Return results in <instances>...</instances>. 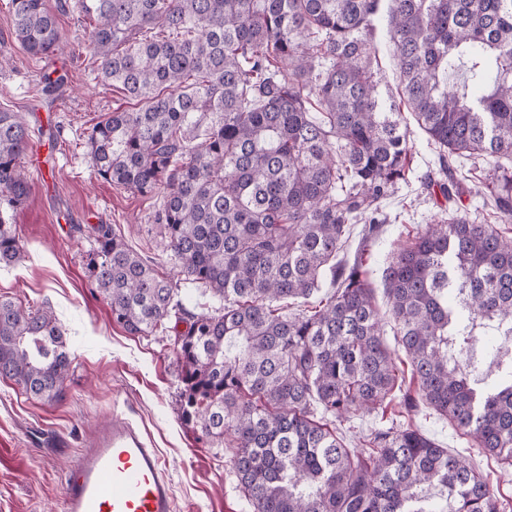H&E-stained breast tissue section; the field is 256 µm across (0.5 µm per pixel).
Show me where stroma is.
Returning <instances> with one entry per match:
<instances>
[{
	"label": "stroma",
	"instance_id": "35a3bbf8",
	"mask_svg": "<svg viewBox=\"0 0 512 512\" xmlns=\"http://www.w3.org/2000/svg\"><path fill=\"white\" fill-rule=\"evenodd\" d=\"M57 17L65 52L33 59L15 43L9 0H0V108L20 113L32 134V151L23 159L31 186L28 202L5 215L16 227L24 256L16 265L0 267V299L32 311L51 307L72 358L63 396L56 401L31 397L0 379V512H61L70 466L93 441L98 425L116 413L132 419L158 448L177 512H249L229 465V449L210 447L178 416L179 367L169 338L126 332L93 284L90 258L97 224L112 225L159 272L169 275L174 268L150 220L161 197L117 189L94 173L88 134L106 114L128 108L129 102L94 78L87 49L90 20L73 9ZM48 69L66 77L50 95L40 83ZM403 118L417 178L382 203L389 222L371 246L370 271L382 309L387 298L381 267L388 253L439 212L437 196L419 181L435 165L436 154L413 115ZM413 423L449 452L468 456L495 498L512 501V469L479 452L469 436L429 409Z\"/></svg>",
	"mask_w": 512,
	"mask_h": 512
}]
</instances>
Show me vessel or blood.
<instances>
[{
	"label": "vessel or blood",
	"mask_w": 512,
	"mask_h": 512,
	"mask_svg": "<svg viewBox=\"0 0 512 512\" xmlns=\"http://www.w3.org/2000/svg\"><path fill=\"white\" fill-rule=\"evenodd\" d=\"M62 512H175L164 463L140 428L117 416L100 427L70 467Z\"/></svg>",
	"instance_id": "obj_1"
}]
</instances>
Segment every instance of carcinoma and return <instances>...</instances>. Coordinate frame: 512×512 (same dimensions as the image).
I'll return each instance as SVG.
<instances>
[{
    "label": "carcinoma",
    "mask_w": 512,
    "mask_h": 512,
    "mask_svg": "<svg viewBox=\"0 0 512 512\" xmlns=\"http://www.w3.org/2000/svg\"><path fill=\"white\" fill-rule=\"evenodd\" d=\"M93 19L98 83L135 102L91 129L95 174L143 196L176 268L163 275L109 224L93 227L95 288L132 335L174 333L181 418L230 465L251 512H508L469 459L411 423L336 435L384 410L401 377L390 323L423 401L512 466V0H58ZM13 35L38 59L64 49L47 0H10ZM400 73L380 90L378 42ZM437 150L420 177L448 201L452 159L483 157L477 193L495 222L461 208L393 250L376 307L364 255L381 202L410 182L400 105ZM30 131L0 109V208L25 205ZM364 225L353 261L339 258ZM22 258L0 216V265ZM330 278L334 291L311 309ZM210 297L196 311L188 293ZM185 329H179V325ZM72 359L49 309L0 300V378L52 401ZM397 410V408L395 411L388 410L383 420H380V416L377 417L375 412L372 414H356L352 416L347 422H342L341 424H339V422L336 423L337 427L339 428L338 435L341 437V439L343 438L348 448H361L360 443L362 438L359 439V437L367 434V431L374 426L389 427L391 425L392 419L394 420V423L396 420L397 423L404 420V418L398 417Z\"/></svg>",
    "instance_id": "carcinoma-1"
}]
</instances>
